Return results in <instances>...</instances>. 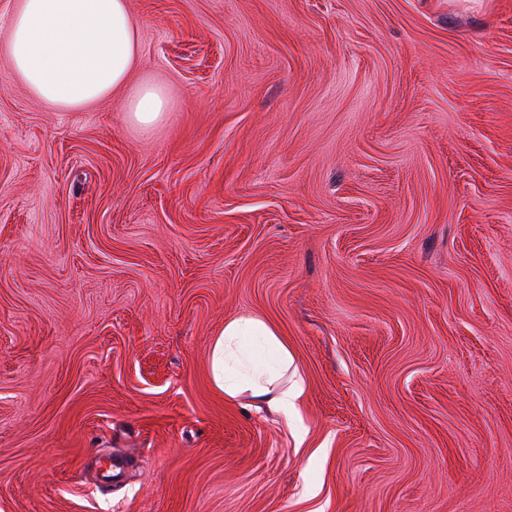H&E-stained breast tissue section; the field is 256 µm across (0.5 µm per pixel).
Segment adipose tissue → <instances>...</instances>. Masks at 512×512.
<instances>
[{
  "mask_svg": "<svg viewBox=\"0 0 512 512\" xmlns=\"http://www.w3.org/2000/svg\"><path fill=\"white\" fill-rule=\"evenodd\" d=\"M8 56L37 98L61 112L85 109L126 84L139 61L129 0H17L9 21ZM171 108L166 87L140 83L126 100L129 121L148 130ZM291 354L263 316L225 319L210 354L211 376L225 398L249 394L257 406L299 413L303 380L284 383Z\"/></svg>",
  "mask_w": 512,
  "mask_h": 512,
  "instance_id": "ef3b65f1",
  "label": "adipose tissue"
}]
</instances>
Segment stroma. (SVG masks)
<instances>
[{
    "instance_id": "obj_1",
    "label": "stroma",
    "mask_w": 512,
    "mask_h": 512,
    "mask_svg": "<svg viewBox=\"0 0 512 512\" xmlns=\"http://www.w3.org/2000/svg\"><path fill=\"white\" fill-rule=\"evenodd\" d=\"M15 2L0 512H512V0H130L129 85L75 112ZM242 314L300 420L214 387ZM170 108L171 101L167 88L154 81L140 83L125 104L129 121L143 130L151 129L160 123Z\"/></svg>"
}]
</instances>
